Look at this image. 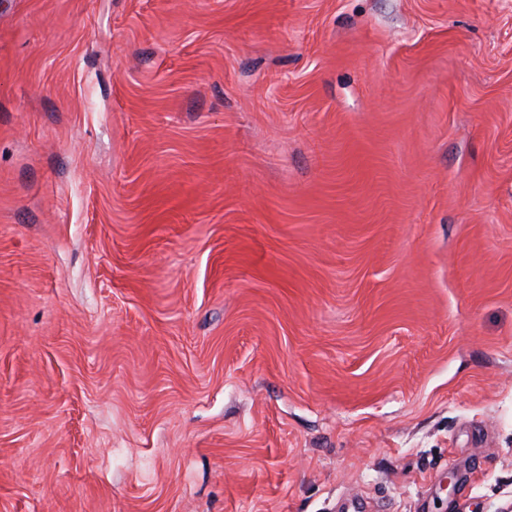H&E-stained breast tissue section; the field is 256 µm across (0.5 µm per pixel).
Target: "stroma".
<instances>
[{
	"label": "stroma",
	"mask_w": 512,
	"mask_h": 512,
	"mask_svg": "<svg viewBox=\"0 0 512 512\" xmlns=\"http://www.w3.org/2000/svg\"><path fill=\"white\" fill-rule=\"evenodd\" d=\"M512 504V0H0V512Z\"/></svg>",
	"instance_id": "stroma-1"
}]
</instances>
